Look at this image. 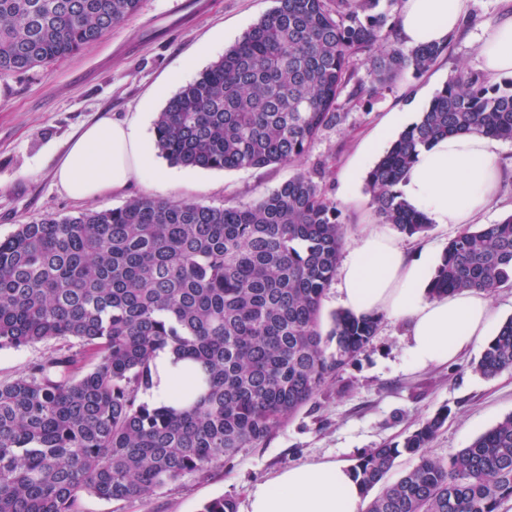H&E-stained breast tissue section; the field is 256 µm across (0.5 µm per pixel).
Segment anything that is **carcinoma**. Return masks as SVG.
I'll return each mask as SVG.
<instances>
[{
    "mask_svg": "<svg viewBox=\"0 0 512 512\" xmlns=\"http://www.w3.org/2000/svg\"><path fill=\"white\" fill-rule=\"evenodd\" d=\"M381 0H275L218 61L170 97L154 145L202 169L293 164L345 113L400 75L428 71L450 42H389ZM141 0H0V76L73 56L112 32ZM372 81H353L354 61ZM512 141V78L460 72L435 93L366 176L377 220L408 236L430 226L397 186L420 151L450 135ZM319 165L246 205L140 197L126 205L21 224L0 240V350L76 340L96 364L78 377L66 355L0 382V512H74L80 495L131 502L264 444L372 343L384 316L332 315L322 299L345 240ZM512 283V215L465 226L431 273L430 294ZM161 353L186 365L155 395ZM512 370V318L475 371ZM440 410L400 442L352 464L366 512H499L512 498V414L444 462L425 448ZM401 455L416 459L395 482ZM202 512H236L229 497Z\"/></svg>",
    "mask_w": 512,
    "mask_h": 512,
    "instance_id": "carcinoma-1",
    "label": "carcinoma"
}]
</instances>
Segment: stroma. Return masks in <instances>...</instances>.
Returning <instances> with one entry per match:
<instances>
[{"mask_svg":"<svg viewBox=\"0 0 512 512\" xmlns=\"http://www.w3.org/2000/svg\"><path fill=\"white\" fill-rule=\"evenodd\" d=\"M273 6V0H142L139 12L100 41L45 71L0 77V239L18 225L87 208H119L140 196L190 200L206 206L248 204L301 170L324 164V185L346 220V243L376 218L365 176L403 127L416 120L435 93L459 71L481 72L477 38L503 10L502 0H470L465 32L427 72L404 73L373 99L339 97L343 123L325 130L307 155L292 165L212 170L173 166L154 156V167L119 194L94 204L68 197L52 170L80 129L110 114L132 118L144 104L160 112L180 85L173 77L185 58L199 68L220 59ZM404 324L383 320L371 345L326 388L278 427L257 448L187 475L150 498L106 503L82 496L78 512H201L211 499L232 496L246 512L247 495L282 467L303 462L353 463L364 450L397 442L440 408L450 414L427 452L438 460L468 446L512 413V370L487 379L473 369L480 349L456 363L412 368ZM70 355L75 369L95 363L77 341L0 350V382H9L40 361Z\"/></svg>","mask_w":512,"mask_h":512,"instance_id":"obj_1","label":"stroma"}]
</instances>
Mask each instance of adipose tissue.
Listing matches in <instances>:
<instances>
[{
  "label": "adipose tissue",
  "instance_id": "1",
  "mask_svg": "<svg viewBox=\"0 0 512 512\" xmlns=\"http://www.w3.org/2000/svg\"><path fill=\"white\" fill-rule=\"evenodd\" d=\"M469 0H403L398 14L401 42L438 44L460 30ZM489 76L512 75V6L485 26L478 45ZM497 144L465 133L442 139L420 153L399 185L405 200L431 223H475L495 199L501 180ZM151 156L137 120L108 118L73 139L54 169L56 184L71 198L91 202L122 190L150 168ZM431 256L409 257L392 235L369 228L341 264L338 292L345 309L378 313L407 325L409 364L446 365L481 344L495 322L484 291L428 294ZM363 495L350 467L336 461L283 468L256 484L247 512H362Z\"/></svg>",
  "mask_w": 512,
  "mask_h": 512
}]
</instances>
